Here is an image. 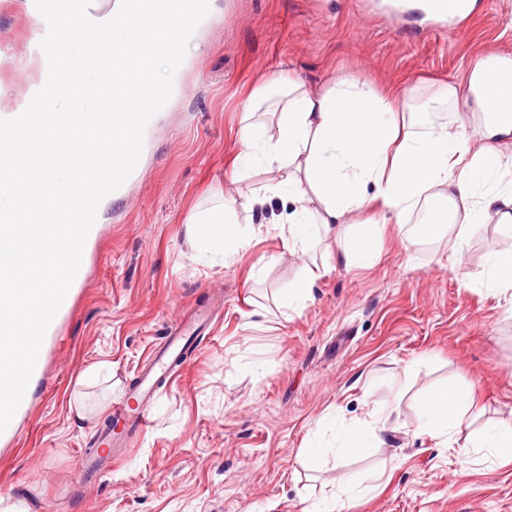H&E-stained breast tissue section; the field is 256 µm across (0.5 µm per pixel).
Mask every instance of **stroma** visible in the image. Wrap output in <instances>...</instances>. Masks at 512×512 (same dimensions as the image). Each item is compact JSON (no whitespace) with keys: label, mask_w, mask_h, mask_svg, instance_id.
Returning <instances> with one entry per match:
<instances>
[{"label":"stroma","mask_w":512,"mask_h":512,"mask_svg":"<svg viewBox=\"0 0 512 512\" xmlns=\"http://www.w3.org/2000/svg\"><path fill=\"white\" fill-rule=\"evenodd\" d=\"M473 3L448 24L424 0L400 16L384 0H214L218 21L180 69L141 172L122 198L106 197L89 278L43 340L31 398L0 433V497L23 495L30 512H331L339 487L374 477L377 490L345 512H512V461L467 464L454 441L418 431L420 399L451 382L474 401L470 430L512 423V289L484 284L487 253L512 251V238L488 219L454 265L456 225L408 250L410 220L386 226L370 265L348 268L343 241L365 212L337 236L294 246L269 221L279 199L266 213L247 206L269 174L223 181L259 75L289 70L312 90L360 75L384 88L459 81L474 59H512V0ZM35 34L25 0H0V101L22 102L33 75L17 61ZM219 183L253 232L224 265L185 235ZM308 270L310 299L286 307ZM200 306L211 329L162 382L148 429L83 476L81 450L109 426L150 349ZM101 366L110 383L82 387ZM386 410L371 448L330 454L338 427ZM315 439L328 452L313 465Z\"/></svg>","instance_id":"1"}]
</instances>
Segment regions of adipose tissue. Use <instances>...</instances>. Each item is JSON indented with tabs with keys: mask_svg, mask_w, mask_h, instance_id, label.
<instances>
[{
	"mask_svg": "<svg viewBox=\"0 0 512 512\" xmlns=\"http://www.w3.org/2000/svg\"><path fill=\"white\" fill-rule=\"evenodd\" d=\"M489 76L484 60L468 64L462 81L435 85L434 99L459 113L455 125L425 133L407 131L410 100L418 86L375 91L361 77L333 81L311 92L290 72L259 78L246 113L256 112L271 88L282 98L271 123L244 122L234 176L251 170L277 174L276 183L255 195L282 197L288 205L277 222L289 243H304L335 230L353 211L377 207V221L360 225L342 252L345 266L360 268L372 259L368 241L384 225L405 217L431 198L447 200L460 229L453 251L463 262L460 242L495 214L512 235V61L497 60ZM188 237L220 261L233 259L248 244L247 234L228 203L196 212L186 225ZM467 394L448 388L428 395L418 420L420 432L445 437L461 427ZM512 448V425L495 424L469 437L460 453L465 462L499 460Z\"/></svg>",
	"mask_w": 512,
	"mask_h": 512,
	"instance_id": "obj_1",
	"label": "adipose tissue"
}]
</instances>
